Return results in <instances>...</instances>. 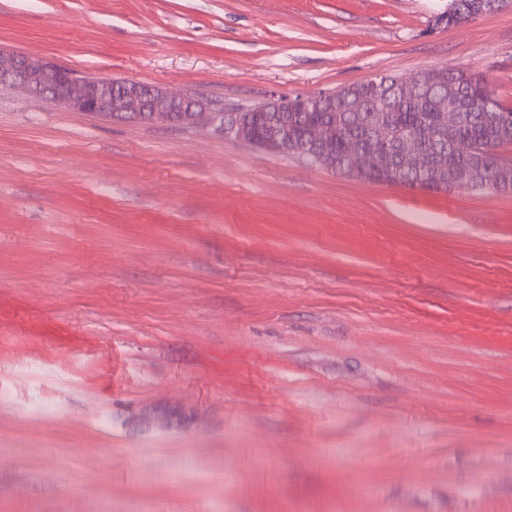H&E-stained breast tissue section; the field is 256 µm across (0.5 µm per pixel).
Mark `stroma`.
I'll return each mask as SVG.
<instances>
[{
    "instance_id": "35a3bbf8",
    "label": "stroma",
    "mask_w": 512,
    "mask_h": 512,
    "mask_svg": "<svg viewBox=\"0 0 512 512\" xmlns=\"http://www.w3.org/2000/svg\"><path fill=\"white\" fill-rule=\"evenodd\" d=\"M0 0V51L238 112L483 76L512 6ZM0 512H512V193L0 86Z\"/></svg>"
}]
</instances>
